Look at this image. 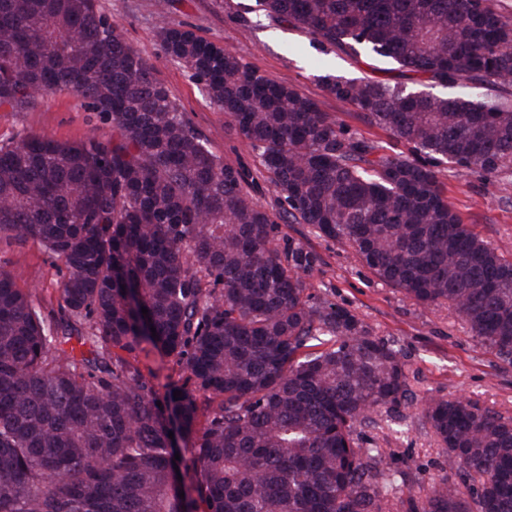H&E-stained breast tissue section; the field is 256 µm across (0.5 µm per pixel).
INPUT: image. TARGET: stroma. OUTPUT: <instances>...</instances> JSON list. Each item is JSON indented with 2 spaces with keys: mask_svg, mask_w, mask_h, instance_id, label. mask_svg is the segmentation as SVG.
<instances>
[{
  "mask_svg": "<svg viewBox=\"0 0 512 512\" xmlns=\"http://www.w3.org/2000/svg\"><path fill=\"white\" fill-rule=\"evenodd\" d=\"M101 9L123 29L127 41L155 69L157 78L180 104L193 125L205 135L214 153L249 175L250 191L259 204L270 205L274 192L254 153L228 125L224 113L210 104L187 69L166 57L159 45L160 25L184 28L219 44L227 52L276 81L317 100L353 133L382 141L385 133L362 123L353 107L327 95L319 74L347 78L397 80V65L368 66L352 57L326 51L301 30L272 24L253 13L254 0H99ZM106 137L110 127L90 112L83 99L70 91L47 96L26 112L0 110V143L22 133L78 141L90 131ZM444 192L464 223L504 256H512V173L483 178L453 170L440 175ZM288 234L303 238L323 258L312 280L316 291L363 319L379 337L394 342L406 362L409 399L396 429L379 425L366 429L372 441L385 448L384 465L395 470L401 497L425 493L432 478L448 473V460L421 417L423 400L462 396L512 415V366L483 349L465 324L441 306L428 309L380 281L350 252L317 238L302 224ZM0 261L14 273L18 285L32 289L35 300L55 298L61 279L58 265L36 243L0 247Z\"/></svg>",
  "mask_w": 512,
  "mask_h": 512,
  "instance_id": "35a3bbf8",
  "label": "stroma"
}]
</instances>
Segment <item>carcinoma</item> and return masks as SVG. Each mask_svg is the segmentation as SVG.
<instances>
[{"label":"carcinoma","mask_w":512,"mask_h":512,"mask_svg":"<svg viewBox=\"0 0 512 512\" xmlns=\"http://www.w3.org/2000/svg\"><path fill=\"white\" fill-rule=\"evenodd\" d=\"M254 2L406 77L322 78L383 143L160 26L164 54L256 154L270 209L98 0H0V109L67 89L111 128L0 144V245L38 243L63 274L43 308L0 264V512H394L396 499L402 512H512V417L462 397L421 408L452 473L397 498L385 450L358 429L407 401L406 363L314 291L321 257L282 228L304 224L417 304L448 305L512 365V258L439 179L512 162V16L492 0ZM146 345L180 368L163 393L136 365Z\"/></svg>","instance_id":"carcinoma-1"}]
</instances>
